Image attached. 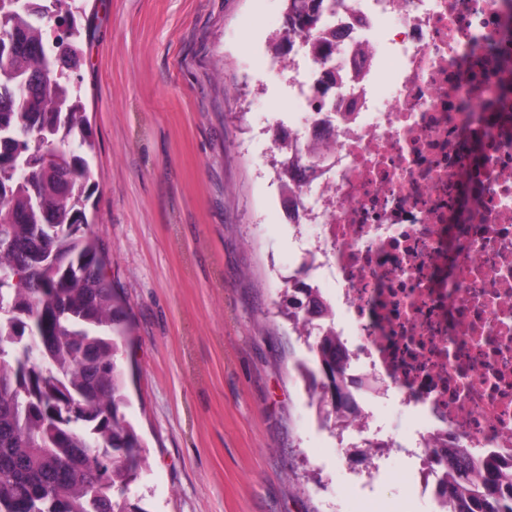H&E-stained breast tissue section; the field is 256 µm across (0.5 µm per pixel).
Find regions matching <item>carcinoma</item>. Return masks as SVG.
<instances>
[{
	"mask_svg": "<svg viewBox=\"0 0 512 512\" xmlns=\"http://www.w3.org/2000/svg\"><path fill=\"white\" fill-rule=\"evenodd\" d=\"M78 0H0V512H141L128 490L146 463L125 414L118 352L125 305L89 232L86 204L95 150L80 89ZM282 41L316 39L327 0H286ZM288 301L297 323L308 289ZM347 355L322 337L313 401L339 398ZM448 466L449 512H512V471L463 448L432 451Z\"/></svg>",
	"mask_w": 512,
	"mask_h": 512,
	"instance_id": "carcinoma-1",
	"label": "carcinoma"
}]
</instances>
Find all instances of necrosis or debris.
<instances>
[{
	"instance_id": "4bbe7bcc",
	"label": "necrosis or debris",
	"mask_w": 512,
	"mask_h": 512,
	"mask_svg": "<svg viewBox=\"0 0 512 512\" xmlns=\"http://www.w3.org/2000/svg\"><path fill=\"white\" fill-rule=\"evenodd\" d=\"M320 42L271 57L310 177L283 199L295 258L349 354L359 448H419L402 482L448 512L433 449L512 468V0H332ZM415 410L399 441L372 404Z\"/></svg>"
}]
</instances>
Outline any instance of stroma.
I'll return each instance as SVG.
<instances>
[{
  "label": "stroma",
  "instance_id": "obj_1",
  "mask_svg": "<svg viewBox=\"0 0 512 512\" xmlns=\"http://www.w3.org/2000/svg\"><path fill=\"white\" fill-rule=\"evenodd\" d=\"M77 75L95 142L90 229L129 314L144 512H429L401 452L342 448L284 314L296 246L271 143L288 81L254 69L285 0H85Z\"/></svg>",
  "mask_w": 512,
  "mask_h": 512
}]
</instances>
